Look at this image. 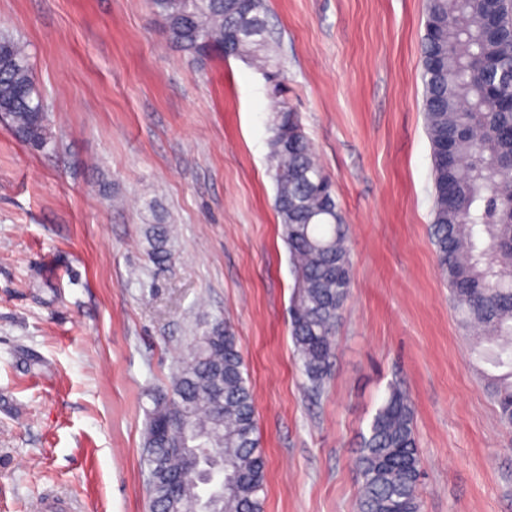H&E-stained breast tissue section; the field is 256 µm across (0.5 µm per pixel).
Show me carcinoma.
Masks as SVG:
<instances>
[{
	"instance_id": "cac0c4a2",
	"label": "carcinoma",
	"mask_w": 512,
	"mask_h": 512,
	"mask_svg": "<svg viewBox=\"0 0 512 512\" xmlns=\"http://www.w3.org/2000/svg\"><path fill=\"white\" fill-rule=\"evenodd\" d=\"M169 43L204 58L249 59L280 71L265 0H149ZM422 44L424 112L432 145L431 244L460 323L478 328L479 357L502 424L512 428V4L428 0ZM0 115L34 149L48 144L45 103L23 43L0 32ZM274 208L295 268L290 332L308 388L332 374L336 325L350 295L346 224L297 112L281 99L270 139ZM143 468L158 512H200L204 465L224 466L222 512H262L265 460L235 333L212 323L151 396ZM359 512H421L423 461L414 409L388 389L354 460Z\"/></svg>"
}]
</instances>
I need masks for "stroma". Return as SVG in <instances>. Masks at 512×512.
I'll return each mask as SVG.
<instances>
[{
    "label": "stroma",
    "mask_w": 512,
    "mask_h": 512,
    "mask_svg": "<svg viewBox=\"0 0 512 512\" xmlns=\"http://www.w3.org/2000/svg\"><path fill=\"white\" fill-rule=\"evenodd\" d=\"M288 97L348 226L352 287L312 393L289 331L274 208L276 100L257 64L192 59L148 0H0L51 142L0 117V512L62 493L148 512L151 393L205 324L237 336L266 461L263 512H358L355 450L406 389L422 512H512L504 427L430 241L427 0H268ZM167 225L172 258L153 262Z\"/></svg>",
    "instance_id": "obj_1"
}]
</instances>
